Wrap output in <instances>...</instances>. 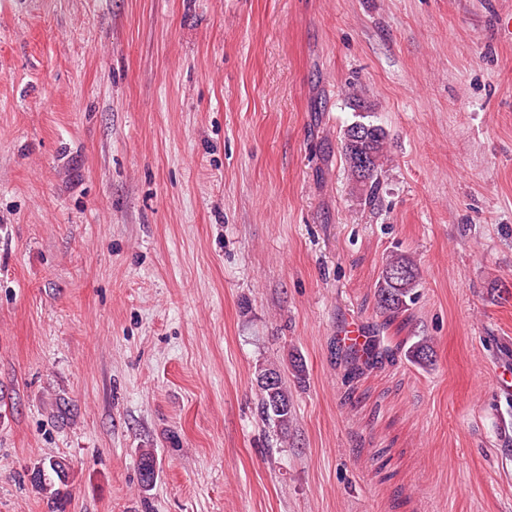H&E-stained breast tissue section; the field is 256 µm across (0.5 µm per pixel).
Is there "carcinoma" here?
<instances>
[{
  "mask_svg": "<svg viewBox=\"0 0 512 512\" xmlns=\"http://www.w3.org/2000/svg\"><path fill=\"white\" fill-rule=\"evenodd\" d=\"M387 134L384 128L372 122L358 121L343 132L342 153L345 165L355 182L364 203H372L380 185L386 157ZM419 270L412 258L403 254L390 255L384 264L377 284V306L380 313L391 320L407 310L419 286ZM338 355L344 363L347 383L359 378L365 370L385 361H394L398 349H383L377 340L365 348L341 346ZM412 358L425 363L432 360L431 339L421 337L409 350ZM260 392L258 408L262 420L281 430L288 429L293 420V405L282 375L275 368H264L257 377ZM141 486L149 490L157 475V459L153 451H141L138 462ZM30 482L52 505V512H66L71 501L68 490L70 465L57 456L43 457L34 464Z\"/></svg>",
  "mask_w": 512,
  "mask_h": 512,
  "instance_id": "obj_1",
  "label": "carcinoma"
}]
</instances>
